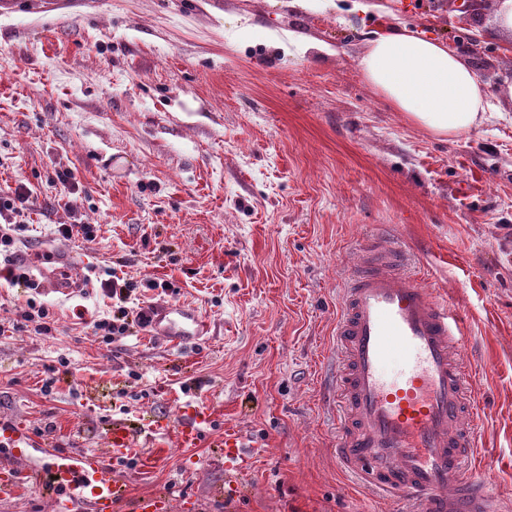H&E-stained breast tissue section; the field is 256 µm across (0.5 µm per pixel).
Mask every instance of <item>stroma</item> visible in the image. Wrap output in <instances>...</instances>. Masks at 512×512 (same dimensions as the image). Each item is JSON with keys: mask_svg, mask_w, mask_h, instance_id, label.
Instances as JSON below:
<instances>
[{"mask_svg": "<svg viewBox=\"0 0 512 512\" xmlns=\"http://www.w3.org/2000/svg\"><path fill=\"white\" fill-rule=\"evenodd\" d=\"M377 2L353 15L319 0H0V195L33 191L16 257L67 250L81 283L67 296L44 277L35 291L0 284V418L57 451H104L115 420L144 427L151 447L120 469L128 502L397 512L337 469L324 407L342 281L364 243L394 244L462 318L478 459L512 512V34L476 36L496 0L470 19L454 0ZM393 24L460 53L496 113L448 139L393 107L358 65ZM291 33L312 49L290 55ZM61 224L93 235L62 237ZM112 270L133 287L130 312L183 305L204 336L177 344L134 324L102 343L93 323L111 302L90 282ZM31 300L51 335L20 324ZM193 407L211 424L181 448ZM228 423L256 444L235 490L216 446Z\"/></svg>", "mask_w": 512, "mask_h": 512, "instance_id": "35a3bbf8", "label": "stroma"}]
</instances>
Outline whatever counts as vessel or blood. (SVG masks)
Listing matches in <instances>:
<instances>
[{
    "label": "vessel or blood",
    "instance_id": "1",
    "mask_svg": "<svg viewBox=\"0 0 512 512\" xmlns=\"http://www.w3.org/2000/svg\"><path fill=\"white\" fill-rule=\"evenodd\" d=\"M156 334L189 342L204 331L198 317L173 305L158 308ZM336 459L369 494L397 500L402 512H501L488 474L474 465L479 413L473 379L458 353L467 338L447 302L405 270L403 254L365 247L351 270L336 313ZM400 357L393 374L389 359ZM209 413L197 410L178 427L180 447H197ZM139 429L122 422L108 431L106 453L55 454L27 465L37 442L0 421V500L23 484L54 488L53 512H116L119 462L138 449ZM247 437L224 429V475L237 484L250 466Z\"/></svg>",
    "mask_w": 512,
    "mask_h": 512
}]
</instances>
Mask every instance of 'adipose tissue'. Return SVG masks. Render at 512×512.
<instances>
[{
	"label": "adipose tissue",
	"mask_w": 512,
	"mask_h": 512,
	"mask_svg": "<svg viewBox=\"0 0 512 512\" xmlns=\"http://www.w3.org/2000/svg\"><path fill=\"white\" fill-rule=\"evenodd\" d=\"M359 66L372 88L440 136L461 137L495 109L476 71L439 41L379 32Z\"/></svg>",
	"instance_id": "adipose-tissue-1"
}]
</instances>
